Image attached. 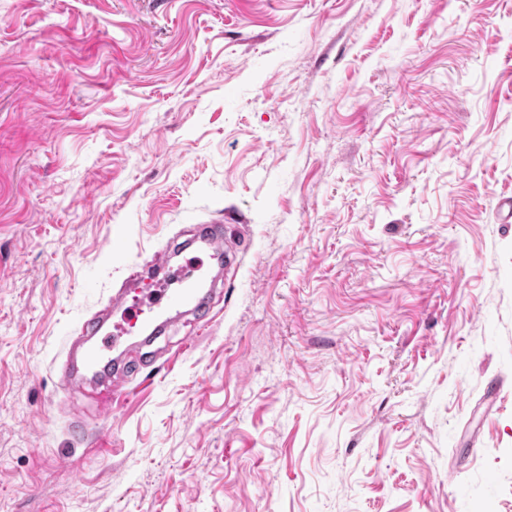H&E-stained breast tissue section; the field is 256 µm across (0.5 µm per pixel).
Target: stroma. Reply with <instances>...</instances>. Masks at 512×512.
<instances>
[{"mask_svg": "<svg viewBox=\"0 0 512 512\" xmlns=\"http://www.w3.org/2000/svg\"><path fill=\"white\" fill-rule=\"evenodd\" d=\"M508 198L512 0H0V512H512ZM213 221L209 324L65 385Z\"/></svg>", "mask_w": 512, "mask_h": 512, "instance_id": "35a3bbf8", "label": "stroma"}]
</instances>
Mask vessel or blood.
<instances>
[{
	"mask_svg": "<svg viewBox=\"0 0 512 512\" xmlns=\"http://www.w3.org/2000/svg\"><path fill=\"white\" fill-rule=\"evenodd\" d=\"M198 245L194 255L186 258L176 272L166 273V251H158L140 276L151 283L146 292L127 300L113 298L111 316H98L83 321L71 342L62 376L76 382L77 368L89 371L107 366L108 351L120 350L130 330L142 335H155L164 330L181 313L194 315L200 324L211 320L209 299L214 294L215 280L210 275L213 265L224 261V233L221 225L198 224L193 230Z\"/></svg>",
	"mask_w": 512,
	"mask_h": 512,
	"instance_id": "obj_1",
	"label": "vessel or blood"
}]
</instances>
